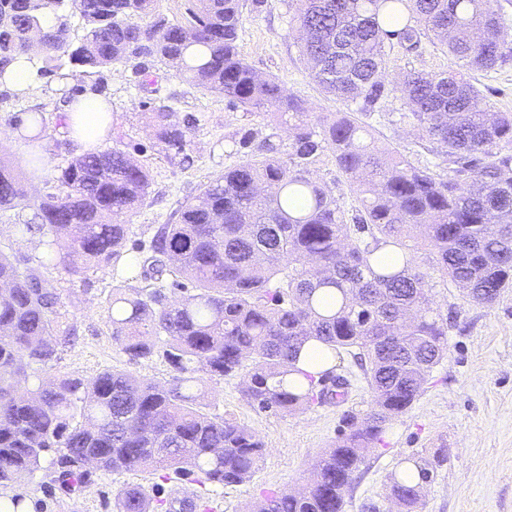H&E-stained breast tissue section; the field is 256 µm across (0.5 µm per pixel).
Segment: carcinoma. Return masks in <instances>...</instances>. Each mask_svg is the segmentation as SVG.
Segmentation results:
<instances>
[{
    "label": "carcinoma",
    "mask_w": 512,
    "mask_h": 512,
    "mask_svg": "<svg viewBox=\"0 0 512 512\" xmlns=\"http://www.w3.org/2000/svg\"><path fill=\"white\" fill-rule=\"evenodd\" d=\"M170 19L157 0H0V80L21 55L40 75L91 79L125 65L146 78L160 62L183 81L261 111L288 127V162L266 141L262 156L224 169L178 222L162 224L148 253L126 249L120 217L145 202L149 173L129 154L102 149L55 169L35 204L20 172L0 157V213L14 212L15 235L39 237L46 261L71 279L110 267L138 287L112 289V340L129 360L163 356L174 374L163 385L129 371L45 380L75 334L62 320L59 294L34 269L0 252V485L30 479L54 454V478L72 492L86 484V462L102 472L174 470L200 486L242 484L265 448L250 428L198 400L202 371L219 380L245 373L244 397L264 412L293 414L343 400L351 386L336 366L296 391L281 385L311 340L362 372L372 406L320 456L297 492L271 493L250 512H343L354 474L382 444L385 425L405 414L427 376L448 356L452 315L433 307L437 281L466 299L492 305L512 288V113L492 112L470 79L512 64V23L499 0H296L292 17L310 76L354 112L314 114L263 78L238 51L246 0H188ZM80 21L75 33L72 18ZM438 42L459 63L442 73L406 69L386 80L394 51ZM398 96L442 178L379 145L356 113L381 111ZM157 137L183 151L193 120L166 105L150 107ZM39 112L21 109L17 130ZM40 134L26 137L27 165L43 161ZM355 185L361 214L348 223L327 187L313 177L325 152ZM422 239L424 259L409 241ZM334 288L328 306L318 292ZM179 291L171 302L167 291ZM447 460L444 450L417 465L420 477L392 475L388 498L418 512L425 485ZM116 512H175L136 485L121 489Z\"/></svg>",
    "instance_id": "obj_1"
}]
</instances>
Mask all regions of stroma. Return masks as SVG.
I'll use <instances>...</instances> for the list:
<instances>
[{
    "mask_svg": "<svg viewBox=\"0 0 512 512\" xmlns=\"http://www.w3.org/2000/svg\"><path fill=\"white\" fill-rule=\"evenodd\" d=\"M293 0H263L246 6L238 48L259 75L275 77L285 93L301 97L315 113L344 111L343 103L326 96L312 80L299 54L293 28ZM456 62L439 45L424 44L418 53H393L390 75L401 69L440 73ZM155 84H142L131 69L116 67L99 73L112 107V132L106 147L130 153L143 164L150 177L148 195L130 217L127 244L148 248L158 225L171 224L181 205L197 200L206 184L226 167L259 157L260 147L270 140L288 154L290 139L266 114L231 108L223 94L197 89L172 70L153 69ZM169 105L178 117H191L194 128L183 152L164 149L145 116L146 105ZM30 105L46 115L48 146L43 149L41 171L29 176L30 198L43 193L54 168L78 149L62 145L56 126L55 99L46 84L29 92ZM404 105L389 98L381 112L364 117L378 144L394 148L414 162L429 161L416 130L401 121ZM247 147H240V140ZM333 193L346 217L358 210L347 176L341 173L331 153H324L315 172ZM13 213L0 215V250L23 261L54 288L58 308L74 326V342L63 347L56 366L44 370L52 379L76 373L91 377L106 369H124L143 381L164 383L173 369L161 357L139 362L128 357L112 341L108 307L112 276L100 270L85 281H70L64 271L39 264L35 243L15 237ZM435 307L455 317L448 331V356L431 372L423 391L402 416L388 422L383 442L362 464L345 494L344 512H391L386 496L391 474L404 464L445 449L448 459L427 486L421 512H512V289L490 306L468 301L458 287L438 283L431 292ZM242 377L204 379L199 390L202 402L214 404L225 417L235 419L259 435L266 453L244 484L202 490L194 481L173 473L159 480L155 471L105 474L93 472L78 495H68L49 486L48 470L31 480L13 484V491L34 504V512H115L117 492L139 484L150 494L170 499L182 489L216 502L221 512H245L250 502L270 491H297L306 486L314 466L341 434L348 432L347 414L364 415L370 407L365 382H355L345 402L317 405L310 410L282 417L251 406L241 394Z\"/></svg>",
    "mask_w": 512,
    "mask_h": 512,
    "instance_id": "obj_1",
    "label": "stroma"
}]
</instances>
